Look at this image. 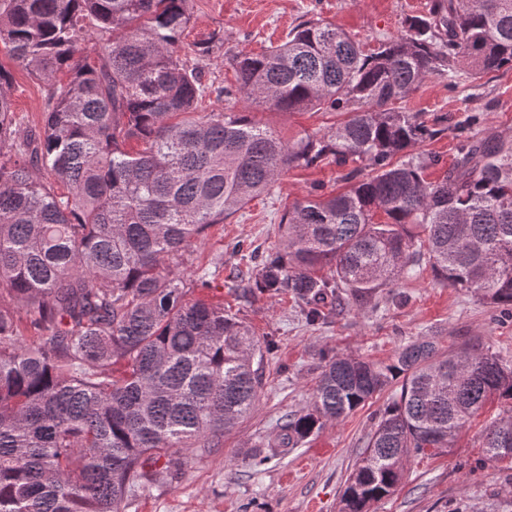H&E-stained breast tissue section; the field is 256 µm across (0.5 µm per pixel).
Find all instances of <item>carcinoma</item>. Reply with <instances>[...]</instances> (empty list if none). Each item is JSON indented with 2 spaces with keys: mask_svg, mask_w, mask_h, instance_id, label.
Returning <instances> with one entry per match:
<instances>
[{
  "mask_svg": "<svg viewBox=\"0 0 512 512\" xmlns=\"http://www.w3.org/2000/svg\"><path fill=\"white\" fill-rule=\"evenodd\" d=\"M190 0H0V43L48 86L37 130L16 124L0 65V512H122L137 491L219 446L254 408L263 345L187 272L215 224L271 191L283 170L361 162L345 189L295 201L277 250L243 289L288 295L311 323L428 265L452 288L512 307V139L468 136L442 179L416 148L441 130L404 101L433 76L512 68V0H432L366 54L321 20L259 54L233 53L232 89L203 81L213 47L182 41ZM112 39L95 56L82 44ZM342 112L284 141L240 112ZM31 331L25 336L22 330ZM401 380L342 493L370 512L411 456L453 447L493 400L512 408V365L488 349L406 344L389 364L324 357L312 402L258 467ZM505 459L512 416L485 433Z\"/></svg>",
  "mask_w": 512,
  "mask_h": 512,
  "instance_id": "1",
  "label": "carcinoma"
}]
</instances>
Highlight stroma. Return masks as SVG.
<instances>
[{
  "mask_svg": "<svg viewBox=\"0 0 512 512\" xmlns=\"http://www.w3.org/2000/svg\"><path fill=\"white\" fill-rule=\"evenodd\" d=\"M431 0H190V43L217 37L222 50L204 58V79L233 85L225 51L260 52L285 41L303 21L320 18L355 37L364 50L399 34L406 17L427 14ZM0 64L11 66L15 118L21 125L42 124L46 86L12 67L0 45ZM249 112L283 140L324 132L340 122L331 112H278L241 96L208 100L206 108ZM442 133L421 145L436 156L429 179H438L456 159V127L468 112L479 116L478 131L512 136V69L458 86L427 80L406 101ZM342 168L320 165L284 170L268 194L251 201L228 221L213 225L195 265L213 269L215 294L225 309L251 326L259 340H273L265 355L262 385L251 413L218 448L190 459L177 474L128 501L125 512H340L345 482L364 451L375 418L390 402L391 391L356 409L342 421L325 424L301 446L261 467L248 456L266 444L273 428L306 406L323 366V355H353L391 363L398 350L423 336L436 337L447 350L474 342L512 362V312L494 308L471 290L439 282L430 268L403 277L398 285L405 302L389 299L386 289L364 298L345 297L339 316L308 324L298 304L287 296L256 293L242 297L252 250L273 251L280 239L285 206L311 194L342 190ZM506 404H488L459 431L449 452L410 458L392 495L376 502L373 512H512V463L488 460L483 450L487 426L507 414Z\"/></svg>",
  "mask_w": 512,
  "mask_h": 512,
  "instance_id": "stroma-1",
  "label": "stroma"
}]
</instances>
